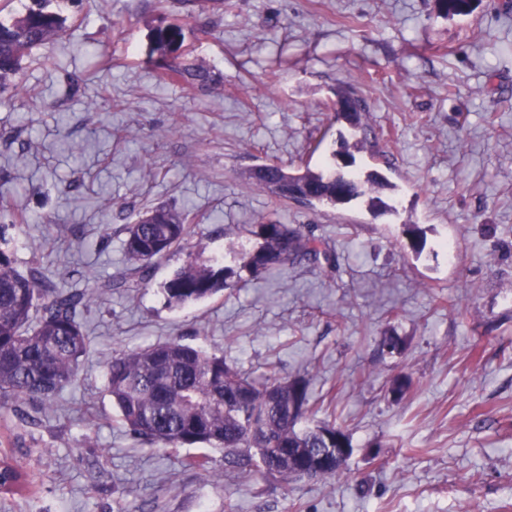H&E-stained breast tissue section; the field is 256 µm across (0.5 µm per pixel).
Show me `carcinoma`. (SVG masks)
I'll return each mask as SVG.
<instances>
[{
    "label": "carcinoma",
    "instance_id": "cac0c4a2",
    "mask_svg": "<svg viewBox=\"0 0 512 512\" xmlns=\"http://www.w3.org/2000/svg\"><path fill=\"white\" fill-rule=\"evenodd\" d=\"M50 2L29 0L21 14L0 20V93L18 89L21 63L32 49L64 34L65 19L49 8ZM437 2L439 12L453 18L470 14L476 0ZM183 41L182 26L159 21L148 62L162 69V78L190 88L213 84L214 75L203 64L167 63ZM337 105L336 119L345 121L355 133L363 130L364 106L355 93H341ZM267 169L269 178L255 174L252 178L279 198H286L283 189L287 188L299 195L297 201L309 206L336 207L362 200L372 210L389 209L377 196L384 181L373 174L363 179L339 167L321 172L292 171L282 165ZM146 214L150 223H135L126 229L128 266L115 279L118 288L147 283L150 271L180 249L188 236V210L157 206ZM247 232L257 246L239 253V269L186 260L163 284L168 305L194 304L235 288L241 280L240 269L258 277L304 260L318 263L331 257L299 226L278 218L252 224ZM85 307V294L60 290L38 266L17 270L13 254L0 247L1 412L18 413L28 403L48 404L76 381L89 348L80 319ZM106 389L127 430L165 448L208 445L224 451L238 473L262 472L284 484L301 479V460L319 453L325 455L326 464L314 477L346 474L349 458L336 453V438L348 435L334 422L300 427L313 415L305 378L272 373L253 379L224 362L221 355L170 340L113 356L107 365ZM0 481V492L14 495L27 491L34 477L4 453L0 455Z\"/></svg>",
    "mask_w": 512,
    "mask_h": 512
}]
</instances>
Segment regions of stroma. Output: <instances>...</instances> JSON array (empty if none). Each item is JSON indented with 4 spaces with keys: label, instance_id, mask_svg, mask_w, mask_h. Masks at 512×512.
I'll use <instances>...</instances> for the list:
<instances>
[{
    "label": "stroma",
    "instance_id": "1",
    "mask_svg": "<svg viewBox=\"0 0 512 512\" xmlns=\"http://www.w3.org/2000/svg\"><path fill=\"white\" fill-rule=\"evenodd\" d=\"M163 17L185 26L181 61L219 84L146 64ZM18 81L22 94H0V215L18 225V270L39 261L90 294V350L50 409L0 426V449L36 475L0 512H512V0L454 18L437 0H83ZM344 86L373 146L356 165L390 182L395 213L310 207L244 180L263 163L324 168ZM160 204L194 215L182 250L146 287H113L126 225ZM274 212L333 262L167 305L161 285L186 256L234 265L255 243L243 226ZM390 334L404 346L380 354ZM173 339L253 378H308L316 420L350 437L348 475L245 477L222 451L132 435L107 364ZM399 375L411 387L396 403Z\"/></svg>",
    "mask_w": 512,
    "mask_h": 512
}]
</instances>
